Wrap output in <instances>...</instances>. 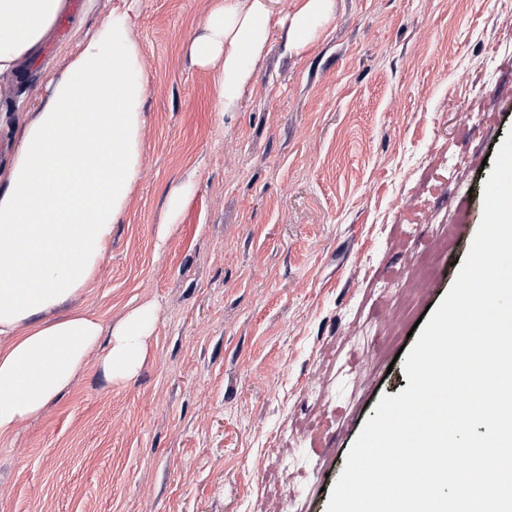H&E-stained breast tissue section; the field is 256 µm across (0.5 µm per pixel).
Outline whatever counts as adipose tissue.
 <instances>
[{
  "instance_id": "obj_1",
  "label": "adipose tissue",
  "mask_w": 512,
  "mask_h": 512,
  "mask_svg": "<svg viewBox=\"0 0 512 512\" xmlns=\"http://www.w3.org/2000/svg\"><path fill=\"white\" fill-rule=\"evenodd\" d=\"M331 0H300L288 45L303 48L327 24ZM137 0H121L84 40L51 94L24 125L0 171V436L67 388L106 345L105 372L123 380L144 363L155 314L132 311L111 329L53 312L93 277L137 180L144 82L130 37ZM65 0H0V76L33 56ZM268 0H217L193 45L200 63L222 58L221 111L233 112L270 35Z\"/></svg>"
}]
</instances>
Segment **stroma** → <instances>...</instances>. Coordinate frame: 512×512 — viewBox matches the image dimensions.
I'll list each match as a JSON object with an SVG mask.
<instances>
[{"mask_svg": "<svg viewBox=\"0 0 512 512\" xmlns=\"http://www.w3.org/2000/svg\"><path fill=\"white\" fill-rule=\"evenodd\" d=\"M274 25L234 112L194 39L215 0H138L139 178L69 305L117 325L153 308L148 357L110 380L93 351L0 437V512H326L399 350L430 319L482 218L512 129V0H332L306 48ZM118 0H81L0 91V168ZM189 187L177 220L170 192ZM438 270L409 311L386 305Z\"/></svg>", "mask_w": 512, "mask_h": 512, "instance_id": "obj_1", "label": "stroma"}]
</instances>
